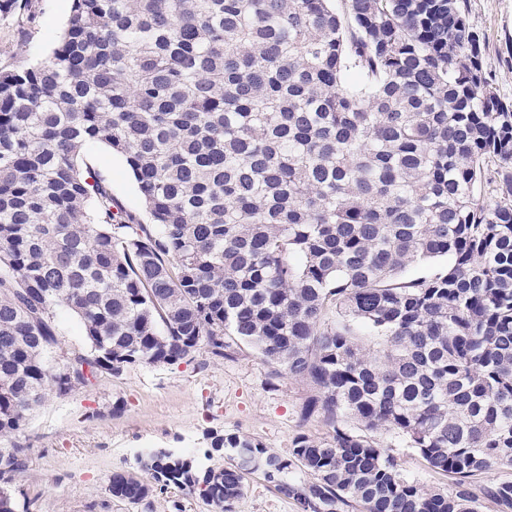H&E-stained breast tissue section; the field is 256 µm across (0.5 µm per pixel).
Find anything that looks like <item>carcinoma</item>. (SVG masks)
<instances>
[{"label":"carcinoma","instance_id":"carcinoma-1","mask_svg":"<svg viewBox=\"0 0 512 512\" xmlns=\"http://www.w3.org/2000/svg\"><path fill=\"white\" fill-rule=\"evenodd\" d=\"M343 2L72 0L46 61L0 69V512L32 507L30 411L202 345L307 382L326 435L284 458L213 433L237 464L145 455L113 497L172 484L233 512L260 471L301 512H512V480L472 484L512 471V105L461 0ZM95 142L150 223L83 171ZM60 311L86 344L61 362ZM377 443L393 455L398 462L402 474L415 478L425 488L432 491L450 492V480L443 474L432 472L419 453L413 448H406L400 438L390 436L388 433L374 434Z\"/></svg>","mask_w":512,"mask_h":512}]
</instances>
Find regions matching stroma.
I'll use <instances>...</instances> for the list:
<instances>
[{"label":"stroma","instance_id":"stroma-1","mask_svg":"<svg viewBox=\"0 0 512 512\" xmlns=\"http://www.w3.org/2000/svg\"><path fill=\"white\" fill-rule=\"evenodd\" d=\"M72 0H31L28 11L0 17V69L44 61L61 35ZM470 22L484 37L483 67L501 99L512 102V0H465ZM85 159L112 187L113 196L137 218L143 199L125 159L101 143ZM309 394L289 376L271 379L252 348L215 360L199 349L191 363L132 365L100 374L72 394L52 397L28 420V466L17 482L34 501V512H212L198 495L169 486L150 503L118 500L106 489L113 471H133L147 448H168L190 457L197 472L231 464L213 451L210 433L240 432L274 454L288 456L298 433L324 436L321 418L300 422ZM374 439L393 455L402 474L432 491L449 492L447 476L432 472L419 453L388 433ZM234 512H300L261 473L245 479Z\"/></svg>","mask_w":512,"mask_h":512}]
</instances>
